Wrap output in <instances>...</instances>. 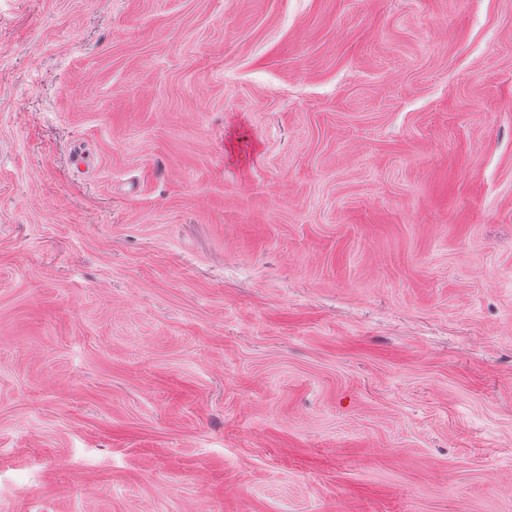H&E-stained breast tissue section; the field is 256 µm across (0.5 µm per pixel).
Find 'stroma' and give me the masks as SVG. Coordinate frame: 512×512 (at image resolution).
Returning a JSON list of instances; mask_svg holds the SVG:
<instances>
[{
  "mask_svg": "<svg viewBox=\"0 0 512 512\" xmlns=\"http://www.w3.org/2000/svg\"><path fill=\"white\" fill-rule=\"evenodd\" d=\"M0 512H512V0H0Z\"/></svg>",
  "mask_w": 512,
  "mask_h": 512,
  "instance_id": "obj_1",
  "label": "stroma"
}]
</instances>
